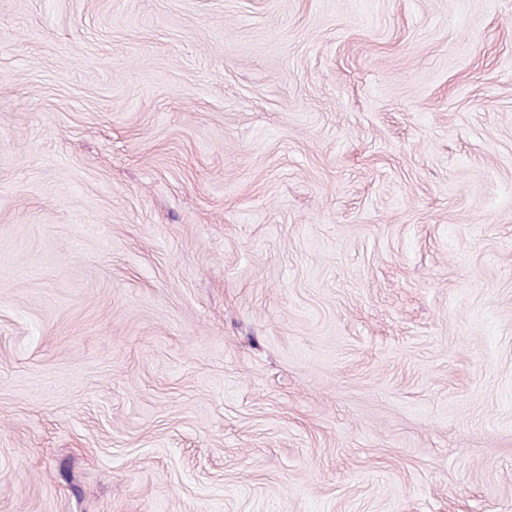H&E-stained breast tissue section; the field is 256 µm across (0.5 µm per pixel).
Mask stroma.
Returning a JSON list of instances; mask_svg holds the SVG:
<instances>
[{
    "label": "stroma",
    "mask_w": 512,
    "mask_h": 512,
    "mask_svg": "<svg viewBox=\"0 0 512 512\" xmlns=\"http://www.w3.org/2000/svg\"><path fill=\"white\" fill-rule=\"evenodd\" d=\"M0 512H512V0H0Z\"/></svg>",
    "instance_id": "1"
}]
</instances>
